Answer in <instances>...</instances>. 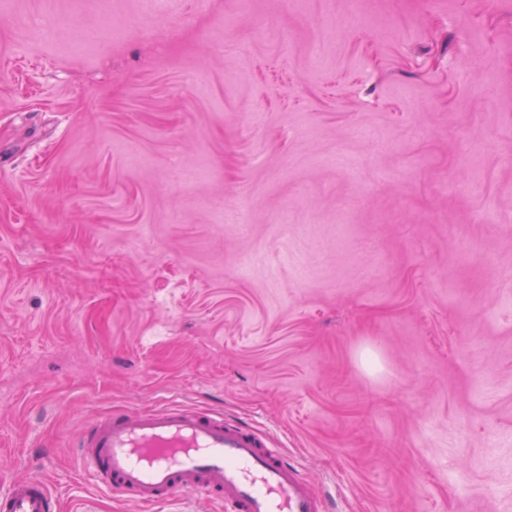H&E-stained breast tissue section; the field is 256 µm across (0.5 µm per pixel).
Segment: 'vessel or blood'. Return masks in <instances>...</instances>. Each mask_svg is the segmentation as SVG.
Masks as SVG:
<instances>
[{
  "label": "vessel or blood",
  "instance_id": "1",
  "mask_svg": "<svg viewBox=\"0 0 512 512\" xmlns=\"http://www.w3.org/2000/svg\"><path fill=\"white\" fill-rule=\"evenodd\" d=\"M99 486L145 508L204 490L227 512H330L325 492L257 429L187 404L108 413L74 443ZM38 475L0 488V512H57Z\"/></svg>",
  "mask_w": 512,
  "mask_h": 512
}]
</instances>
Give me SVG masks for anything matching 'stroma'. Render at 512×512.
<instances>
[{
  "label": "stroma",
  "instance_id": "35a3bbf8",
  "mask_svg": "<svg viewBox=\"0 0 512 512\" xmlns=\"http://www.w3.org/2000/svg\"><path fill=\"white\" fill-rule=\"evenodd\" d=\"M168 399L512 512V0H0V486Z\"/></svg>",
  "mask_w": 512,
  "mask_h": 512
}]
</instances>
